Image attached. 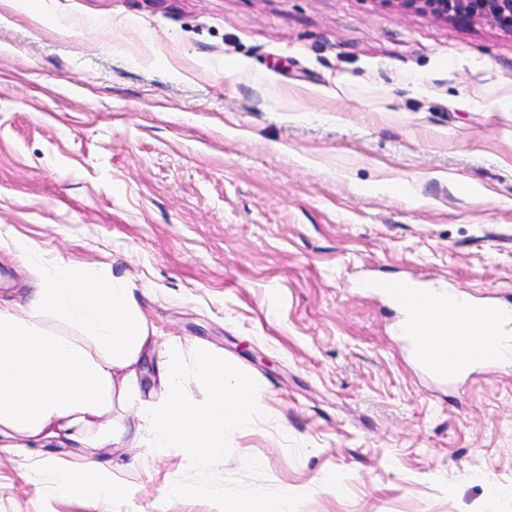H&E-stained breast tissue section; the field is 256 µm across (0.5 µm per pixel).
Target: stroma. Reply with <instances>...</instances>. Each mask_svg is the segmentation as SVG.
Instances as JSON below:
<instances>
[{
    "label": "stroma",
    "instance_id": "35a3bbf8",
    "mask_svg": "<svg viewBox=\"0 0 512 512\" xmlns=\"http://www.w3.org/2000/svg\"><path fill=\"white\" fill-rule=\"evenodd\" d=\"M19 2L0 5V299L59 264L126 278L147 363L210 346L262 407L205 470L56 449L103 464L82 500L24 479L45 449L1 451L0 512H221L286 486L298 512H512V366L436 380L385 294L512 308V30L396 0ZM390 299L397 306L406 309H419L431 302L429 288L426 285L411 284L403 288H390Z\"/></svg>",
    "mask_w": 512,
    "mask_h": 512
}]
</instances>
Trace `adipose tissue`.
Here are the masks:
<instances>
[{
  "instance_id": "1",
  "label": "adipose tissue",
  "mask_w": 512,
  "mask_h": 512,
  "mask_svg": "<svg viewBox=\"0 0 512 512\" xmlns=\"http://www.w3.org/2000/svg\"><path fill=\"white\" fill-rule=\"evenodd\" d=\"M49 312L78 327L80 337L47 333ZM152 342L123 279L54 267L27 307L0 306V448L145 446L177 451L201 468L223 460L226 440L250 426L261 395L198 344L195 372L208 396L191 401L183 389L185 347L174 341L154 381L161 398L146 399L140 370ZM117 402L134 405L132 418H113Z\"/></svg>"
}]
</instances>
